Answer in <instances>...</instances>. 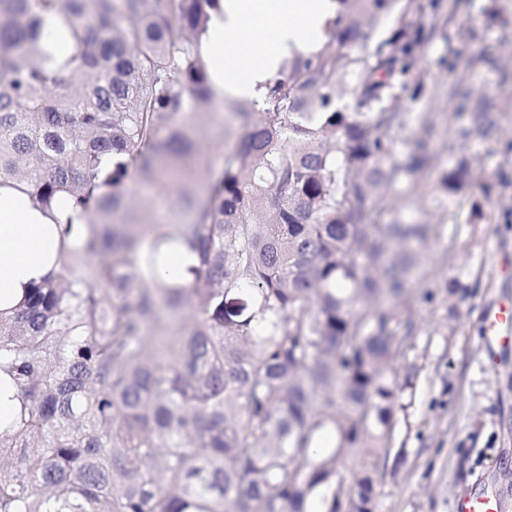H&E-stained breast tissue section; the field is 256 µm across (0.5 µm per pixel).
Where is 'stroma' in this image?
Here are the masks:
<instances>
[{"mask_svg": "<svg viewBox=\"0 0 512 512\" xmlns=\"http://www.w3.org/2000/svg\"><path fill=\"white\" fill-rule=\"evenodd\" d=\"M453 28L452 40L424 47V91L405 100L410 121L397 139L398 148H413L423 120L432 121L434 163L422 177L430 185L447 168L448 144L466 124L455 115L451 88L460 82L474 97H512V0H462ZM496 118V138L465 143L466 153L479 157L478 177L495 186L483 220L449 222L447 201L432 192L397 202L405 220L441 231L419 248L413 286L431 289L434 298L414 302L419 334L407 359L413 385L401 394L392 441L407 457L380 486L377 512H452L454 497L479 484L512 506V365L495 372L481 366V311L512 281L493 265L512 260V107H501ZM452 280L466 286L454 299L446 291Z\"/></svg>", "mask_w": 512, "mask_h": 512, "instance_id": "obj_1", "label": "stroma"}]
</instances>
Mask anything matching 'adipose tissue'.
Segmentation results:
<instances>
[{"instance_id": "obj_1", "label": "adipose tissue", "mask_w": 512, "mask_h": 512, "mask_svg": "<svg viewBox=\"0 0 512 512\" xmlns=\"http://www.w3.org/2000/svg\"><path fill=\"white\" fill-rule=\"evenodd\" d=\"M336 0H221L200 38L216 99L259 97L291 50H306L335 15ZM63 255L51 216L26 187L0 186V308L60 272Z\"/></svg>"}]
</instances>
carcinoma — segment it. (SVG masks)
I'll list each match as a JSON object with an SVG mask.
<instances>
[{
	"mask_svg": "<svg viewBox=\"0 0 512 512\" xmlns=\"http://www.w3.org/2000/svg\"><path fill=\"white\" fill-rule=\"evenodd\" d=\"M458 2L336 0L262 101L224 98L244 125L212 174L198 42L220 0H0V179L43 208L66 195L60 241L82 238L65 273L0 310V380L21 405L0 429V512H375L405 463L414 245L437 230L381 217L432 166L431 125L410 151L397 137ZM44 14L68 29L58 60ZM493 108L476 103L463 135L493 136ZM474 163L437 189L478 221L493 185L471 197ZM133 177L189 218L149 220ZM175 248L195 280L159 288ZM243 291L245 317L229 306Z\"/></svg>",
	"mask_w": 512,
	"mask_h": 512,
	"instance_id": "obj_1",
	"label": "carcinoma"
}]
</instances>
